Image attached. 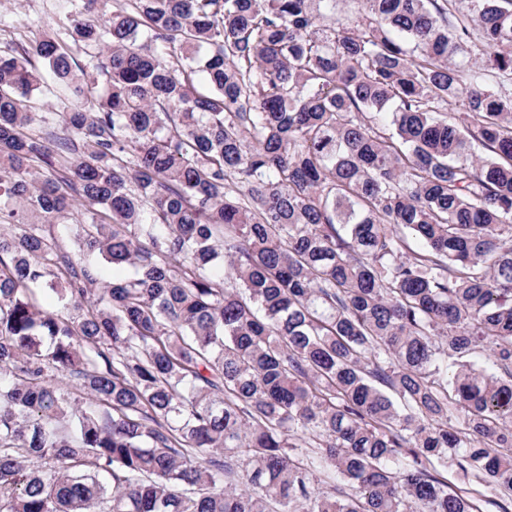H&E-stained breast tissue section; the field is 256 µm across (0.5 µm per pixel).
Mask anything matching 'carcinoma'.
<instances>
[{"label":"carcinoma","mask_w":512,"mask_h":512,"mask_svg":"<svg viewBox=\"0 0 512 512\" xmlns=\"http://www.w3.org/2000/svg\"><path fill=\"white\" fill-rule=\"evenodd\" d=\"M337 2L0 45V512H512V0Z\"/></svg>","instance_id":"obj_1"}]
</instances>
